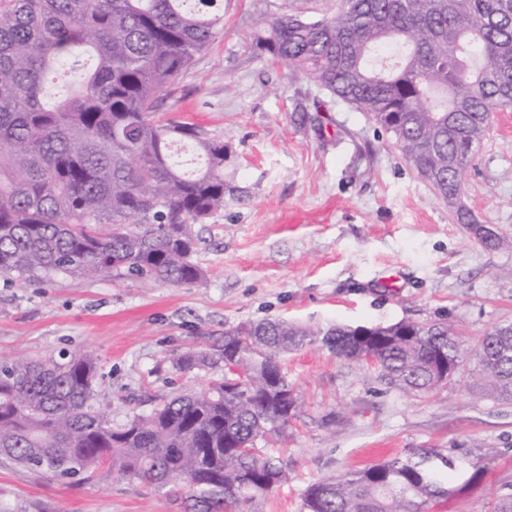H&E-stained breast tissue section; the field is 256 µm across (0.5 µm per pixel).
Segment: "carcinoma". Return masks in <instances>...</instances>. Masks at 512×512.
<instances>
[{"instance_id":"cac0c4a2","label":"carcinoma","mask_w":512,"mask_h":512,"mask_svg":"<svg viewBox=\"0 0 512 512\" xmlns=\"http://www.w3.org/2000/svg\"><path fill=\"white\" fill-rule=\"evenodd\" d=\"M224 29L222 0H0V276H137L202 287L198 235L237 188L224 141L157 112ZM254 54L300 73L388 133L408 166L451 202L493 115L512 111V0H339L306 19L254 20ZM74 88L49 101V82ZM246 340H241V337ZM377 361L390 388L429 397L463 342L448 324L313 330L267 320L224 330V373L112 426L95 407L89 355L0 357V457L75 478L109 463L207 512H242L284 467L263 449L285 438L299 401L282 367L316 342ZM475 387L512 402V323L473 350ZM214 364L206 350L180 370ZM477 462L439 448L321 479L304 512H426L447 475Z\"/></svg>"}]
</instances>
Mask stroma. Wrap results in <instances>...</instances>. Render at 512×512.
Wrapping results in <instances>:
<instances>
[{"instance_id":"35a3bbf8","label":"stroma","mask_w":512,"mask_h":512,"mask_svg":"<svg viewBox=\"0 0 512 512\" xmlns=\"http://www.w3.org/2000/svg\"><path fill=\"white\" fill-rule=\"evenodd\" d=\"M284 6L320 17L337 2L224 0L223 33L160 96L161 114L230 145L224 173L241 197L195 227L206 286L0 279V354L94 356V403L113 424L220 376V362L180 371L170 360L228 328L267 319L321 330L445 322L469 344L512 322V250L486 249L456 223L364 113L255 57L253 19ZM461 199L479 223L512 236V112L496 113ZM284 362L302 403L276 450L287 477L245 512H302L310 484L418 448L483 457L479 478L451 475V494L431 512L512 507V404L476 395L469 367L418 399L319 343ZM0 512H184V504L106 465L58 481L0 459Z\"/></svg>"}]
</instances>
